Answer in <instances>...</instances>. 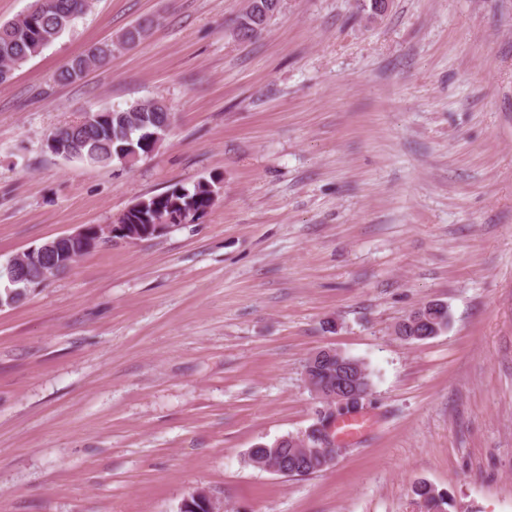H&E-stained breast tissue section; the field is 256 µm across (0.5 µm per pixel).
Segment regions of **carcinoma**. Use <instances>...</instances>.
Instances as JSON below:
<instances>
[{
	"instance_id": "cac0c4a2",
	"label": "carcinoma",
	"mask_w": 512,
	"mask_h": 512,
	"mask_svg": "<svg viewBox=\"0 0 512 512\" xmlns=\"http://www.w3.org/2000/svg\"><path fill=\"white\" fill-rule=\"evenodd\" d=\"M282 0H248L246 8L236 20L234 36L240 41H249L256 36L251 25L252 15L260 16V22L268 23L281 10ZM91 7V0H33L28 11L19 18L0 23V83L11 79L13 72L40 55L42 51L58 39L73 21L85 14ZM154 20L145 18L125 29L116 39L93 48V53L72 58L56 73L59 82H70L79 78L87 69L97 63L102 64L112 53L136 45L152 28ZM170 108L160 99L136 101L123 109H103L98 118L89 123L85 113L54 128L46 138V148L54 155L67 160H78L91 165L111 166L122 164L120 154L138 155L156 150V142L145 136L147 132L161 131L169 121ZM213 184L207 180L198 181L192 186L174 185L164 191V196L155 199L150 195L143 198V215L151 222L185 212L195 221L204 216L213 206ZM43 262H31L26 271L27 287L19 289L12 300L23 303L32 288L44 281ZM358 360L346 354L341 360L324 356L310 366L308 374L316 383L353 386L358 383L365 389L371 388L372 381L368 370L358 371L353 365ZM249 462L258 467L272 460L288 462L286 470L290 476H308L327 468L324 461L297 447L291 440H284L276 447L259 445L250 449ZM411 492L429 512H443L449 501L437 493L426 482L412 485Z\"/></svg>"
}]
</instances>
